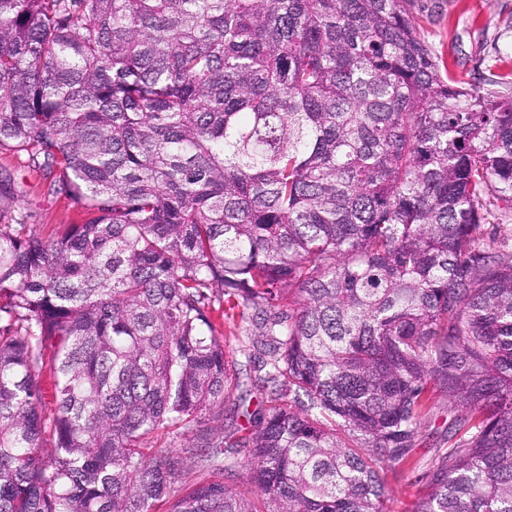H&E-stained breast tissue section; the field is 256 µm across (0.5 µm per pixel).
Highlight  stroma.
I'll list each match as a JSON object with an SVG mask.
<instances>
[{
	"label": "stroma",
	"instance_id": "1",
	"mask_svg": "<svg viewBox=\"0 0 512 512\" xmlns=\"http://www.w3.org/2000/svg\"><path fill=\"white\" fill-rule=\"evenodd\" d=\"M411 12L428 45L450 70L479 79L512 70V0H412ZM1 207L14 223L44 239L85 217L77 202L53 189L27 154L6 150H0ZM251 342L244 335L227 343L236 354L241 386L229 401L202 413L198 427L212 442L243 434L263 409L253 380L265 355L257 349L248 358L237 352L239 345Z\"/></svg>",
	"mask_w": 512,
	"mask_h": 512
}]
</instances>
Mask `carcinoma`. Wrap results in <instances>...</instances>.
Wrapping results in <instances>:
<instances>
[{"instance_id":"carcinoma-1","label":"carcinoma","mask_w":512,"mask_h":512,"mask_svg":"<svg viewBox=\"0 0 512 512\" xmlns=\"http://www.w3.org/2000/svg\"><path fill=\"white\" fill-rule=\"evenodd\" d=\"M510 85L442 72L411 0H0V149L86 213H0V512H387L438 399L413 512H512ZM248 322L259 423L158 448Z\"/></svg>"}]
</instances>
